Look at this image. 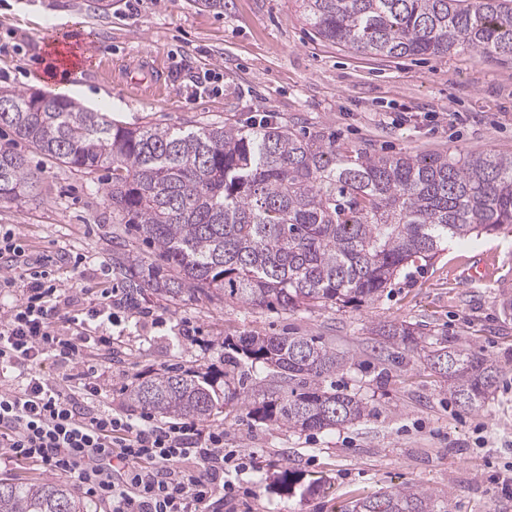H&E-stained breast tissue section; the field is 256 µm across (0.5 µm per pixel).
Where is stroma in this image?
Masks as SVG:
<instances>
[{
	"instance_id": "1",
	"label": "stroma",
	"mask_w": 512,
	"mask_h": 512,
	"mask_svg": "<svg viewBox=\"0 0 512 512\" xmlns=\"http://www.w3.org/2000/svg\"><path fill=\"white\" fill-rule=\"evenodd\" d=\"M67 44L80 59L73 74L50 72V45ZM161 73L159 92L132 93L124 72ZM68 96L123 126L138 128L244 124L268 115L306 132L370 153L512 155V59L470 54L389 58L320 39L298 0H0V88ZM209 89L195 94L196 83ZM25 155L37 180L25 197L0 201V229L12 231L31 258L48 260L74 309L93 306L114 285L113 223L105 189L109 172L83 175L36 153L0 125V146ZM480 261V278L463 274ZM512 294V226L448 244L431 264L410 267L383 296L358 309L288 313L232 302L150 299L131 310L112 303V345L91 346L88 359L106 378L96 402L139 417L127 390L169 368L234 371L248 378L253 400L270 380L260 364L225 359L224 342L259 333L317 336L349 362L332 378L359 396L371 414L323 433L262 422L242 407L215 412L224 445L246 468L226 482L250 492L252 512H342L345 505L394 485L444 495L448 512H512V318L501 311ZM423 326L431 339L481 347L501 367L483 409L460 407L446 382L419 355L385 360L372 330L384 323ZM196 332L182 341L183 326ZM301 476L283 491L284 469Z\"/></svg>"
}]
</instances>
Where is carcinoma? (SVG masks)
<instances>
[{"mask_svg":"<svg viewBox=\"0 0 512 512\" xmlns=\"http://www.w3.org/2000/svg\"><path fill=\"white\" fill-rule=\"evenodd\" d=\"M322 39L390 58L472 51L512 58V0H303ZM0 125L71 170L112 171L107 198L118 224L157 253L120 240L112 274L122 303L152 297L236 301L268 310L343 309L378 300L404 269L444 246L512 226V156L367 155L286 123L131 129L56 94L0 91ZM24 155L0 147V200L32 185ZM400 358L423 343L410 324L378 328ZM288 390L249 413L292 431H330L369 415L367 403L326 386L348 358L311 336L248 334L226 343ZM461 406L479 410L500 367L470 344L424 355ZM246 396L235 381L166 370L129 390L136 405L202 422ZM0 512H92L67 484L0 480ZM344 512H446L436 493L391 487Z\"/></svg>","mask_w":512,"mask_h":512,"instance_id":"obj_1","label":"carcinoma"}]
</instances>
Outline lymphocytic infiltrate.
Segmentation results:
<instances>
[{
  "mask_svg": "<svg viewBox=\"0 0 512 512\" xmlns=\"http://www.w3.org/2000/svg\"><path fill=\"white\" fill-rule=\"evenodd\" d=\"M0 293L21 287L18 304L0 310V466L31 461L75 482L112 512H223L237 495L224 482L225 465L237 455L225 450L222 430L190 423L155 424L108 408L85 407L101 391L100 375L87 363L88 344L112 342V294L105 291L84 317L64 316L55 303L57 285L47 271L17 282L23 251L10 234L0 235ZM78 330L95 322V336H64L59 320ZM51 359L69 368L67 383L41 369ZM13 369L16 379L6 378Z\"/></svg>",
  "mask_w": 512,
  "mask_h": 512,
  "instance_id": "lymphocytic-infiltrate-1",
  "label": "lymphocytic infiltrate"
}]
</instances>
